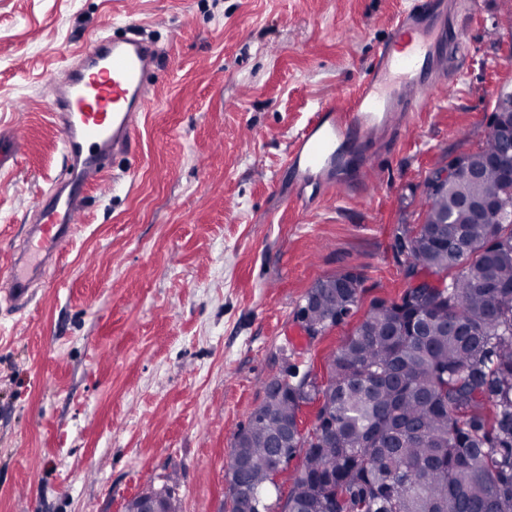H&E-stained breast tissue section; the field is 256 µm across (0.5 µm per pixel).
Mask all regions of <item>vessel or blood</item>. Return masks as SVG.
<instances>
[{
  "label": "vessel or blood",
  "mask_w": 512,
  "mask_h": 512,
  "mask_svg": "<svg viewBox=\"0 0 512 512\" xmlns=\"http://www.w3.org/2000/svg\"><path fill=\"white\" fill-rule=\"evenodd\" d=\"M455 0H408L373 63L351 92L347 105H322L293 139L285 170L297 199L306 188H346L331 171L343 165L340 147L393 128L402 112L421 111L433 92L437 54L429 39L434 28L448 32L459 54ZM159 50L135 25L120 36L99 37L70 55L51 78L50 110L60 132L64 173L37 199L30 226L15 249L4 288L16 305H25L34 285L54 266L71 242L87 208V189L104 176L112 161L130 156L145 111L147 78Z\"/></svg>",
  "instance_id": "b4317fda"
}]
</instances>
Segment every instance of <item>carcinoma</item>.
Here are the masks:
<instances>
[{
	"label": "carcinoma",
	"instance_id": "obj_1",
	"mask_svg": "<svg viewBox=\"0 0 512 512\" xmlns=\"http://www.w3.org/2000/svg\"><path fill=\"white\" fill-rule=\"evenodd\" d=\"M488 128L471 156L480 177L426 189L422 224L404 230L407 288L379 301L329 356L328 379L281 378L235 437L243 497L257 512L274 485V457H301L288 512H512V223L479 224L460 200L512 201ZM457 270L450 279L449 270ZM353 272L318 280L307 322L323 332L358 308ZM323 396L318 423L295 432L303 405Z\"/></svg>",
	"mask_w": 512,
	"mask_h": 512
}]
</instances>
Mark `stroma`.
Listing matches in <instances>:
<instances>
[{"label":"stroma","instance_id":"stroma-1","mask_svg":"<svg viewBox=\"0 0 512 512\" xmlns=\"http://www.w3.org/2000/svg\"><path fill=\"white\" fill-rule=\"evenodd\" d=\"M466 59L441 58L408 128L377 132L367 182L291 202V138L344 104L405 0H0V274L62 171L44 77L127 24L161 50L119 179L30 303L0 292V512H125L149 486L178 512H228L237 430L290 373L318 383L373 303L408 282L399 234L424 179L477 151L512 89V0H458ZM351 271L357 312L317 336L312 286Z\"/></svg>","mask_w":512,"mask_h":512}]
</instances>
